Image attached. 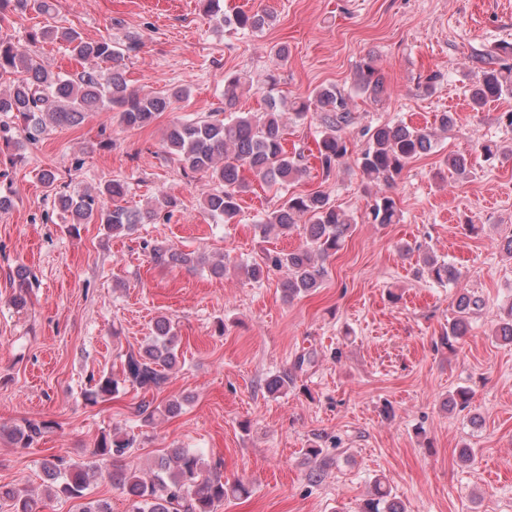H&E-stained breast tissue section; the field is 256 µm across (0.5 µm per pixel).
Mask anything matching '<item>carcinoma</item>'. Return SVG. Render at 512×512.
Returning a JSON list of instances; mask_svg holds the SVG:
<instances>
[{
	"instance_id": "cac0c4a2",
	"label": "carcinoma",
	"mask_w": 512,
	"mask_h": 512,
	"mask_svg": "<svg viewBox=\"0 0 512 512\" xmlns=\"http://www.w3.org/2000/svg\"><path fill=\"white\" fill-rule=\"evenodd\" d=\"M220 0H201L204 13L219 25L236 31H258L270 25L273 17L265 12L236 11L228 15L220 9ZM47 0H0V24L13 15L29 10H47ZM31 40L56 39L65 42L69 52L78 59H94L108 64L104 69H87L77 73H49L40 63L8 38L0 37V76L14 74L13 86L0 92V113L21 121L29 132H40L46 120L58 125L80 123L86 113L107 110L116 113L120 124L140 127L151 123L156 115L169 108L172 100L183 98L180 89H164L151 96H139L128 89L123 61L125 52L135 48L133 38L121 48L107 40L88 42L73 29H42L30 34ZM512 56V44L502 43L497 56L472 60L475 78L470 89L472 111L481 112L491 101L512 96V66L498 64L499 56ZM356 89L371 100L387 92L385 78L373 52L362 58L355 72ZM240 78L224 82V106L206 118L188 119L174 124L167 132V152L184 164L185 175L205 173L220 185L207 195L206 210L215 220L231 223L241 210L243 194L250 190L241 172L247 170L269 188L284 193V200L265 213L259 222L260 231L267 235L275 230L280 234L300 231L305 238L303 247L283 252L267 251L258 259L242 265L246 277L255 283L270 274H282L281 288L292 299L321 286L328 275L327 259L336 254L354 229V220L336 206L322 190L294 193L288 190L306 172L302 165L303 152L286 149V115L302 120L310 104L320 105L321 131L316 139L317 159L324 176L349 159L347 130L357 123L350 108V95L335 88H321L306 99L295 100L282 111V103L271 93L265 95V107L260 112H238L237 90ZM451 112L436 115L431 127L405 123L365 126L361 136L366 147L354 159L366 185H380L370 205V216L375 224H396L400 210L389 189L396 183L410 160L430 152L439 131L446 132L454 125ZM452 173L465 177L471 162L461 154H450L443 160ZM128 186L121 180L106 183L96 193L62 196L63 207L71 211L77 223L94 222L104 226L112 235H126L139 224L147 223L158 212L175 206L164 195L144 210L121 205ZM106 196L112 206L103 207ZM308 223L299 224L302 217ZM158 265L200 266L203 259L167 245L150 249ZM423 264L428 278L439 285H450L460 276L458 268L440 260L431 252H423ZM13 282L18 291L13 304L23 308L27 304L29 283L23 269L16 271ZM482 306L474 295L462 294L457 300L458 316L448 323L444 333L448 347H454L466 332L468 315ZM179 339L168 318L155 323V335L136 348L120 355V370L99 377L90 376L84 388L85 401H106L121 388H130L144 394L132 407L138 421L150 425L161 417L176 414L180 406L174 401L156 402L155 395L168 384L178 364ZM471 392L461 388L448 395V408L464 410L469 406ZM52 429L46 421H27L11 429L15 445L29 448ZM135 435L120 428L102 435L92 451L100 460L117 462L134 447ZM221 461L210 463L203 454L190 448H170L147 473L117 466L112 470V484L131 502L132 512H216L218 504L232 496H246L248 487L240 481L228 484L221 473ZM45 475V494L63 495L79 499L87 495L97 466L78 463L62 456L50 455L42 460ZM0 499L11 502L13 512H42L41 499L14 485L0 484ZM362 512H404L399 501L391 497L381 481H376L375 492Z\"/></svg>"
}]
</instances>
